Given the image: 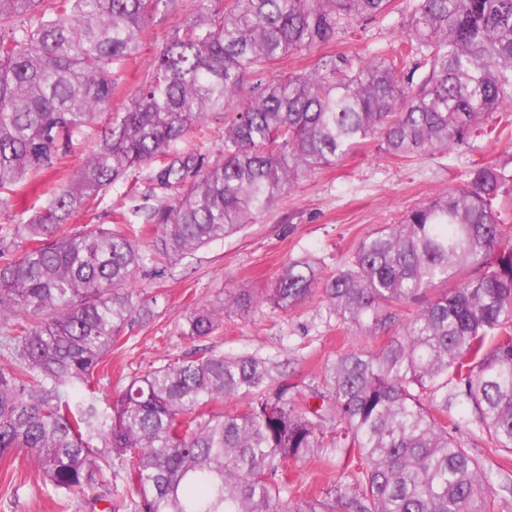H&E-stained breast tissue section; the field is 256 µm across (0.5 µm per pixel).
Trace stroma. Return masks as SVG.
I'll return each mask as SVG.
<instances>
[{
    "mask_svg": "<svg viewBox=\"0 0 512 512\" xmlns=\"http://www.w3.org/2000/svg\"><path fill=\"white\" fill-rule=\"evenodd\" d=\"M195 10L193 0H153L144 23L141 48L123 65L122 77L112 94V109L96 123L75 135L72 145L52 168L29 174L14 188L15 199L43 193L62 176H73L82 166L116 114L124 112L137 89L156 68L171 33ZM397 16L358 22L354 31L336 36L308 52L282 59L274 73L287 76L311 68L324 56H349L370 49L376 52L396 45ZM498 129L493 137L471 139L469 145L407 161L384 157L374 140L358 147L335 164L301 177L270 209L240 232L201 247L163 276H138L135 286L153 303L145 320L129 323L122 339L108 357L105 374L96 385V403L108 410L129 381L152 367L174 358L198 356L214 350L227 354H257L279 364L278 377L305 387L320 384L327 363L337 355L368 350L395 333L387 328L378 336L341 324L321 296L313 294L299 305L279 310L260 305L225 315L212 336L189 340L183 335L187 315L203 305L220 307L229 294L242 289L255 292L270 287L288 261L306 254L315 256L324 274L342 268L358 242L374 229L397 223L401 215L438 193L464 183L477 164L498 163L512 169V115L495 114ZM228 114L209 113L202 124L178 145L193 154L202 166L222 157ZM147 172L140 169L113 184L98 197L86 200L61 224L64 232L93 224H109L147 188ZM454 435L479 459L499 492L493 512H512V493L500 486L512 480V454L494 450L485 433L472 423L468 411H452ZM290 499L323 496L348 477L340 463L319 455L288 465ZM127 491V473L120 466L105 472L103 499L95 508L85 507L81 496L69 495L60 505L27 453L0 463V512H105L107 502Z\"/></svg>",
    "mask_w": 512,
    "mask_h": 512,
    "instance_id": "stroma-1",
    "label": "stroma"
}]
</instances>
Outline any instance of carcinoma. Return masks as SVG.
<instances>
[{"label":"carcinoma","mask_w":512,"mask_h":512,"mask_svg":"<svg viewBox=\"0 0 512 512\" xmlns=\"http://www.w3.org/2000/svg\"><path fill=\"white\" fill-rule=\"evenodd\" d=\"M43 2L0 0V193L51 167L111 108L152 0ZM393 2L231 0L213 12L196 0L77 176L51 187L36 220L0 224V241L33 243L0 264V460L24 450L57 494L93 504L117 461L130 484L112 512H491L493 483L449 432L448 409L470 410L512 454V236L496 213L509 181L499 165L473 167L462 186L377 228L330 277L294 259L265 292L187 316L185 335L200 339L226 313L286 310L318 290L370 335L434 293L382 345L328 363L325 389L293 390L266 357L210 352L133 378L109 413L86 394L126 325L151 314L133 288L147 265L238 232L362 141L405 161L490 134L494 114L512 112V0H405L390 56L322 57L265 77ZM209 112L231 119L222 160L204 168L173 148ZM143 168L157 204L132 213L148 245L125 217L57 233L84 200ZM233 397L247 399L243 410L217 409ZM314 453L351 469L353 483L293 503L287 462Z\"/></svg>","instance_id":"carcinoma-1"}]
</instances>
